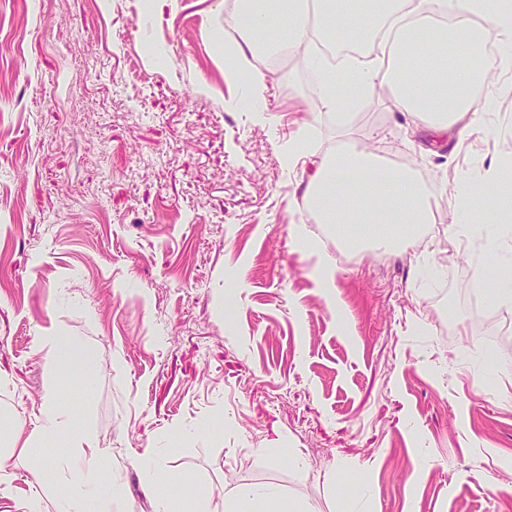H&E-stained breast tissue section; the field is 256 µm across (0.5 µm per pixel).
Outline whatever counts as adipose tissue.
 I'll list each match as a JSON object with an SVG mask.
<instances>
[{
    "mask_svg": "<svg viewBox=\"0 0 512 512\" xmlns=\"http://www.w3.org/2000/svg\"><path fill=\"white\" fill-rule=\"evenodd\" d=\"M482 17L484 24L472 29L459 23L449 26L450 8ZM236 27L233 45L238 60L251 71L249 93L254 111L264 109V76L253 70L251 58L260 51V35H267L273 48L287 47L304 68L316 76L315 94L323 109L342 110L347 102L345 86L358 82L365 95L385 92L403 111L425 122L428 136L463 146L475 131L492 135L484 123L497 111L501 100L512 96V0H246ZM288 30L280 39L279 27ZM350 32L354 42L375 51V59L357 71L335 66L324 49L335 44L338 30ZM494 39L500 48L498 64L473 58L460 67L476 38ZM429 62L418 77L404 80L405 68L420 56ZM504 72L493 91L475 99L476 81L486 80L491 69ZM512 180L498 159L462 170L450 193L453 226L466 236L479 237L483 249L502 256V263L482 265L477 279L495 289L502 303L512 302V202L500 201L489 208L491 192ZM303 206L319 223L333 224L343 231L345 244L360 247L355 227L374 226L380 243L395 245L420 236L425 225L434 223L435 210L426 187L410 168L389 167L369 154L347 146L321 159L301 192ZM42 443H61L70 450L59 462V474L72 473L88 463L108 459L97 436L76 427L68 405L58 393L46 395L32 422V429L19 441L21 453H30ZM96 481L88 471L83 482L74 484L66 499L46 503L41 488L31 485L28 493L16 494L11 474L0 475V498L10 501L7 512H85V496ZM224 512H303L272 482L253 487L244 496L224 502Z\"/></svg>",
    "mask_w": 512,
    "mask_h": 512,
    "instance_id": "1",
    "label": "adipose tissue"
}]
</instances>
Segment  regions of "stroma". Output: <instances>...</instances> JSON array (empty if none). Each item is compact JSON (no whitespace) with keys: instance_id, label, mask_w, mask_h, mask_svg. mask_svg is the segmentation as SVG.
Returning <instances> with one entry per match:
<instances>
[{"instance_id":"1","label":"stroma","mask_w":512,"mask_h":512,"mask_svg":"<svg viewBox=\"0 0 512 512\" xmlns=\"http://www.w3.org/2000/svg\"><path fill=\"white\" fill-rule=\"evenodd\" d=\"M235 0H0V416L30 421L56 371L39 336L90 353L59 393L109 460L114 512H149L131 451H166L209 506L280 486L310 512H512V305L462 278L489 262L453 234L460 166L512 155V98L461 152L371 97L319 111L287 51L266 116L224 52ZM317 157L353 144L412 164L436 221L350 251L296 202ZM69 448L0 467L22 488Z\"/></svg>"}]
</instances>
